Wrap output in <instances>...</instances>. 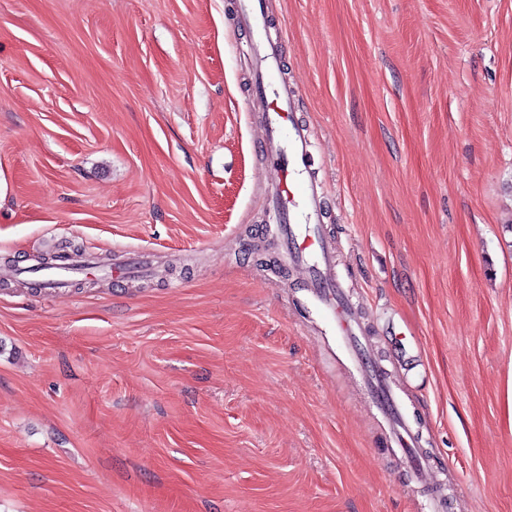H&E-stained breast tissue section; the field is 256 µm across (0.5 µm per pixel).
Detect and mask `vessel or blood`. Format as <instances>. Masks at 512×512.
<instances>
[{
    "mask_svg": "<svg viewBox=\"0 0 512 512\" xmlns=\"http://www.w3.org/2000/svg\"><path fill=\"white\" fill-rule=\"evenodd\" d=\"M236 22L252 32L251 48L260 62L254 98L265 111L261 151L267 157L272 180L269 221L288 251L304 263L320 315L340 339L351 341L356 336L352 304L339 291L332 269L336 242L317 230L322 219L323 189L308 165L312 144L306 127L294 117L292 103L296 90L279 78L282 42L272 37L263 13L255 9L251 0H240ZM367 382L377 409L391 424L396 446L414 454L409 441L410 427L402 406L384 383L383 369L370 367Z\"/></svg>",
    "mask_w": 512,
    "mask_h": 512,
    "instance_id": "vessel-or-blood-1",
    "label": "vessel or blood"
}]
</instances>
